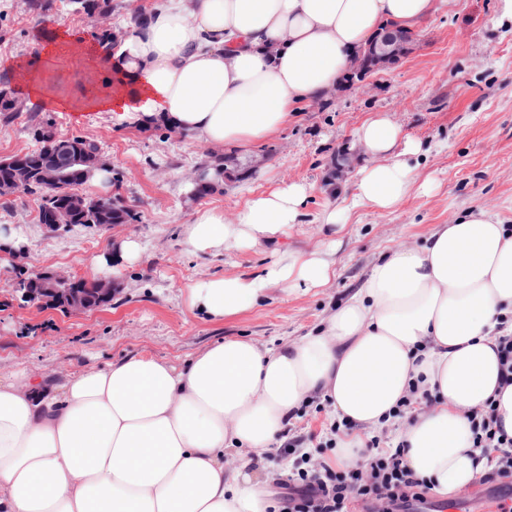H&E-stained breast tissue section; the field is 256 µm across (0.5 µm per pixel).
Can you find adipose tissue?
I'll use <instances>...</instances> for the list:
<instances>
[{
    "label": "adipose tissue",
    "mask_w": 512,
    "mask_h": 512,
    "mask_svg": "<svg viewBox=\"0 0 512 512\" xmlns=\"http://www.w3.org/2000/svg\"><path fill=\"white\" fill-rule=\"evenodd\" d=\"M435 0H136L118 48L64 29L29 61L20 89L42 110L108 112L144 129L163 123L196 142L248 148L270 140L301 105L335 86L388 23L427 19ZM91 67L92 89L56 98L47 59ZM364 155L337 210L390 211L417 191L420 144L383 113L355 133ZM312 191L294 182L248 199L233 222L196 209L189 253H231L274 243L297 224ZM336 276L330 253L288 252L262 274L189 285L191 309L214 322L261 305L268 286L307 292ZM512 335V231L485 209L437 224L418 246L373 263L360 288L320 330L276 349L229 338L187 366L149 353L81 369L46 387L19 372L0 381V512H267L249 468L278 447L307 401L366 430L393 424L410 389L435 402L398 432L404 461L453 496L483 469L469 415L494 401L512 437V384H502L499 339ZM235 449L241 465L224 468Z\"/></svg>",
    "instance_id": "adipose-tissue-1"
}]
</instances>
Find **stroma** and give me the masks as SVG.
Returning <instances> with one entry per match:
<instances>
[{
    "label": "stroma",
    "instance_id": "35a3bbf8",
    "mask_svg": "<svg viewBox=\"0 0 512 512\" xmlns=\"http://www.w3.org/2000/svg\"><path fill=\"white\" fill-rule=\"evenodd\" d=\"M437 4L438 11L417 25L418 38L398 65L362 84L341 80L337 90L303 105L288 129L265 143L247 150L225 147V155L240 163L258 154L267 162L252 177L198 201L192 173L211 152L186 135L119 125L101 112L76 122L69 113L29 104L12 124L0 125V158L34 149L32 128L46 119L61 133L98 141L122 178L118 189L140 216L134 224L76 225L51 234L36 219L34 197H0V232L24 241L20 252L0 251V376L25 370L59 383L78 368L141 351L185 361L226 338L279 346L319 326L360 287L381 253L414 245L433 225L453 223L478 208L512 219V22L501 20L498 0ZM69 26L88 39L95 32L67 0H52L40 17L29 12L27 0H0V88L16 91L19 68L57 28ZM89 74V67L63 56L47 67L63 100L88 91ZM376 112L420 142L416 176L430 187L391 211L343 214L342 235L322 232L338 150ZM293 181L314 190L288 237L235 253H186L182 239L195 209L217 207L231 221L253 195ZM129 236L142 247L132 263L116 256ZM277 250L334 253L336 277L305 294L270 289L264 304L229 321L210 322L190 310L187 285L227 273H261ZM98 255L106 260L102 279L118 286L107 304L69 313L45 300L26 301L18 288L21 278L40 270L93 279L90 260ZM331 423L326 404L309 403L292 420L282 446L260 454L256 474L270 500H277L280 482L292 472L335 460L328 446Z\"/></svg>",
    "mask_w": 512,
    "mask_h": 512
}]
</instances>
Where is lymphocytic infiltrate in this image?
<instances>
[{"instance_id":"1","label":"lymphocytic infiltrate","mask_w":512,"mask_h":512,"mask_svg":"<svg viewBox=\"0 0 512 512\" xmlns=\"http://www.w3.org/2000/svg\"><path fill=\"white\" fill-rule=\"evenodd\" d=\"M474 447L486 466L481 483L503 484L512 478V437L497 427L494 404H486L470 417ZM365 462L352 468L322 464L319 471L299 470L284 482V512H348L362 503L367 512H406L411 503L425 502L431 485L419 478L403 460L404 447H384L379 437L366 442Z\"/></svg>"}]
</instances>
